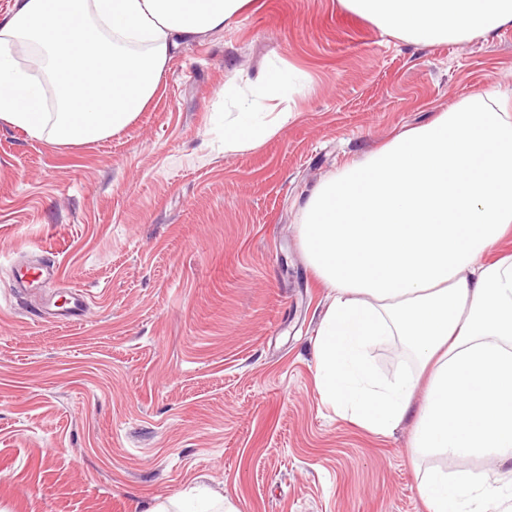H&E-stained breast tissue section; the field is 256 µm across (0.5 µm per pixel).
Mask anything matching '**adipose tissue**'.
Returning <instances> with one entry per match:
<instances>
[{"label":"adipose tissue","instance_id":"adipose-tissue-1","mask_svg":"<svg viewBox=\"0 0 512 512\" xmlns=\"http://www.w3.org/2000/svg\"><path fill=\"white\" fill-rule=\"evenodd\" d=\"M418 45L512 26V0H341ZM252 0H12L0 15V124L62 147L125 130L154 99L184 44L222 30ZM291 73L255 84L258 107L224 121V147L260 145ZM300 242L333 291L317 331L315 385L366 433L412 420L415 456L512 461V99L485 91L409 127L318 185ZM413 357L393 379L370 348ZM428 512H512V484L435 472Z\"/></svg>","mask_w":512,"mask_h":512}]
</instances>
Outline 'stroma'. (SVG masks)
<instances>
[{"mask_svg": "<svg viewBox=\"0 0 512 512\" xmlns=\"http://www.w3.org/2000/svg\"><path fill=\"white\" fill-rule=\"evenodd\" d=\"M300 77L262 145L224 151L275 68ZM512 96V26L420 46L339 0H256L182 47L121 134L61 148L0 125V512H147L202 491L229 512H427L421 478L500 461L412 458L411 422L373 437L316 389L332 291L300 206L450 102ZM58 275L14 288V266ZM81 320L46 317L71 287Z\"/></svg>", "mask_w": 512, "mask_h": 512, "instance_id": "1", "label": "stroma"}]
</instances>
